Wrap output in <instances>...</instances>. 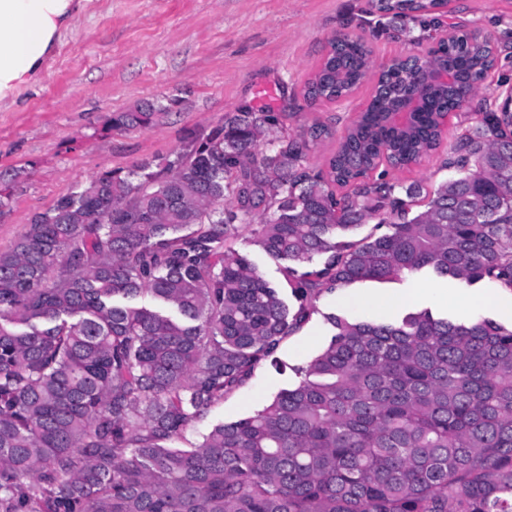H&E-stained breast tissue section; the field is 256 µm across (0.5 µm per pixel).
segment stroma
Returning <instances> with one entry per match:
<instances>
[{
	"label": "stroma",
	"instance_id": "obj_1",
	"mask_svg": "<svg viewBox=\"0 0 512 512\" xmlns=\"http://www.w3.org/2000/svg\"><path fill=\"white\" fill-rule=\"evenodd\" d=\"M445 12L465 30L488 36L497 64L486 95L474 97L449 121L437 153L418 166L390 171L397 186L415 183L427 193L447 179L443 161L485 103L512 93V0H449ZM343 32L360 37L378 67L410 53L426 55L437 44L421 38L416 23L373 13L371 0H89L41 86L0 108V190L9 195L0 207V250L11 248L33 215L62 195L104 172H126L167 155L221 125L228 112L269 107L287 110V123L295 128L330 125L333 139L314 145L307 159L311 169H324L337 137L373 89L368 81L347 98L306 103L307 80L328 41ZM147 103L160 107L150 125L110 127L113 114ZM441 284L415 274L322 294L302 327L240 389L197 420L187 441L254 414L295 385L297 368L329 342L330 315L365 319L347 297H386Z\"/></svg>",
	"mask_w": 512,
	"mask_h": 512
}]
</instances>
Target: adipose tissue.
<instances>
[{
  "instance_id": "obj_1",
  "label": "adipose tissue",
  "mask_w": 512,
  "mask_h": 512,
  "mask_svg": "<svg viewBox=\"0 0 512 512\" xmlns=\"http://www.w3.org/2000/svg\"><path fill=\"white\" fill-rule=\"evenodd\" d=\"M87 0H0V107L43 81Z\"/></svg>"
}]
</instances>
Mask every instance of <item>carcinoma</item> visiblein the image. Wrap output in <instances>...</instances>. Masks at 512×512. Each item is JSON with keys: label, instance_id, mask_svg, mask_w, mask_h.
<instances>
[{"label": "carcinoma", "instance_id": "carcinoma-1", "mask_svg": "<svg viewBox=\"0 0 512 512\" xmlns=\"http://www.w3.org/2000/svg\"><path fill=\"white\" fill-rule=\"evenodd\" d=\"M430 6L373 0L424 32L440 26L424 18ZM371 55L333 38L304 96L348 95ZM495 63L491 39L468 32L393 60L325 175L305 161L330 126L295 132L286 112H227L182 148L35 214L0 251V512H512V327L490 318L331 316L330 343L293 387L177 447L324 292L422 271L512 290L508 104L460 138L454 173L422 211L418 186L400 196L386 170L359 177L382 151L393 170L436 152L438 114L468 108ZM430 66L467 90L427 91L412 128L393 129L385 112ZM154 111L109 124L145 127ZM376 216L388 232L348 237ZM239 224L286 263L296 308L233 247Z\"/></svg>", "mask_w": 512, "mask_h": 512}]
</instances>
